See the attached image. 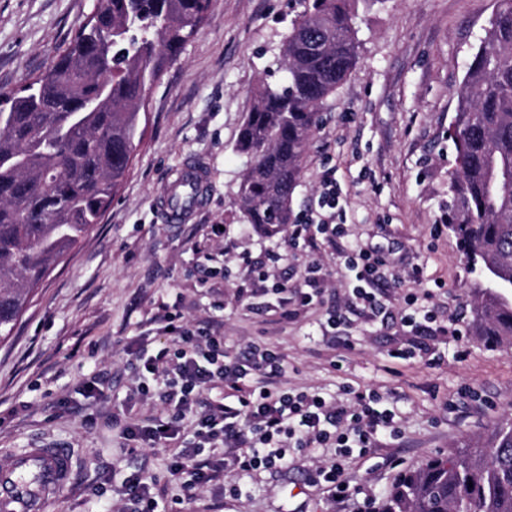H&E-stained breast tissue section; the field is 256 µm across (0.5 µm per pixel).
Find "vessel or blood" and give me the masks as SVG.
<instances>
[{"label":"vessel or blood","instance_id":"obj_1","mask_svg":"<svg viewBox=\"0 0 512 512\" xmlns=\"http://www.w3.org/2000/svg\"><path fill=\"white\" fill-rule=\"evenodd\" d=\"M206 174L188 164L176 171L161 196L165 223L181 224L205 201ZM73 471L69 448H28L0 458V512H44L67 486Z\"/></svg>","mask_w":512,"mask_h":512}]
</instances>
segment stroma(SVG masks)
<instances>
[{"mask_svg":"<svg viewBox=\"0 0 512 512\" xmlns=\"http://www.w3.org/2000/svg\"><path fill=\"white\" fill-rule=\"evenodd\" d=\"M312 0H213L206 21L179 62L152 89L144 139L102 224L33 294L13 337L0 343V454L65 446L74 451L70 484L46 512H124L123 480L142 469L166 493V512H367L397 476L460 448H473L512 421V343L478 336L473 308L484 279L471 270L444 221L455 150L448 137L454 89L484 36L499 0H354L359 41L355 67L322 107L292 197L307 213L328 166L345 197L344 220L361 246L383 249L396 270L417 265L422 284L389 287L394 316L381 322L347 304L344 270L328 243L288 254V287L305 263L328 271L326 306L344 322L341 345L328 343L322 312L285 320L242 298L244 257L279 247L280 237L242 232L237 185L250 166L236 149L258 89L279 79L281 45ZM92 0H0V88L44 70L91 11ZM207 169L202 209L185 224L164 223L156 200L185 163ZM431 292L442 325L429 344L440 362L390 358L414 335L403 321L407 293ZM173 306L190 321H216L224 348L236 353L260 339L284 357L283 386L344 399V387L388 395L401 418L400 439L351 456L346 477L358 493L336 503L313 481L314 448L277 472L225 473L191 500L168 470L169 451L129 452L107 416L159 413L161 403L136 392L128 351L146 338L156 350L167 335L153 317ZM110 382L105 402L85 395L89 382ZM105 495H98V488Z\"/></svg>","mask_w":512,"mask_h":512,"instance_id":"obj_1","label":"stroma"}]
</instances>
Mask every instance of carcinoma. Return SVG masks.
Returning a JSON list of instances; mask_svg holds the SVG:
<instances>
[{
	"instance_id": "carcinoma-1",
	"label": "carcinoma",
	"mask_w": 512,
	"mask_h": 512,
	"mask_svg": "<svg viewBox=\"0 0 512 512\" xmlns=\"http://www.w3.org/2000/svg\"><path fill=\"white\" fill-rule=\"evenodd\" d=\"M352 0H315L283 41V78L257 92L237 150L251 159L236 198L270 236L292 223V194L320 109L358 59ZM212 0H108L24 85L0 92V340L33 289L101 223L143 139L140 112ZM138 39L130 42L127 32ZM92 112L77 108L101 93ZM449 138L448 228L487 275L474 308L480 335L512 338V0H501L464 77ZM512 512V423L401 474L381 512Z\"/></svg>"
}]
</instances>
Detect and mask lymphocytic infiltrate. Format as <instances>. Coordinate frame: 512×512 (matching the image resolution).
Wrapping results in <instances>:
<instances>
[{
	"instance_id": "lymphocytic-infiltrate-1",
	"label": "lymphocytic infiltrate",
	"mask_w": 512,
	"mask_h": 512,
	"mask_svg": "<svg viewBox=\"0 0 512 512\" xmlns=\"http://www.w3.org/2000/svg\"><path fill=\"white\" fill-rule=\"evenodd\" d=\"M342 213L341 189L329 168L323 172L309 219L289 225L283 242L295 248L324 235L335 245L356 307L372 318L387 317L389 306L378 287L397 282L398 276L382 252L350 241L340 221ZM284 258V253L273 250L266 260L248 267L253 284L248 298L275 296L285 319L294 316L296 307L323 306V265L309 262L303 287L290 291L275 273ZM159 321L170 330L168 340L156 353L138 355L137 380L141 392L156 390L165 409L125 422L121 435L173 449L171 471L184 476L186 498H194L226 471L276 472L294 453L330 448L334 455L318 466L317 480L340 503L351 494L345 477L347 458L376 448L380 435L394 438L400 432L399 417L379 392H355L352 403L345 404L317 393L290 391L277 382L283 357L268 344L254 342L230 356L219 326L186 323L168 311ZM215 389L223 390V402H204V394Z\"/></svg>"
}]
</instances>
